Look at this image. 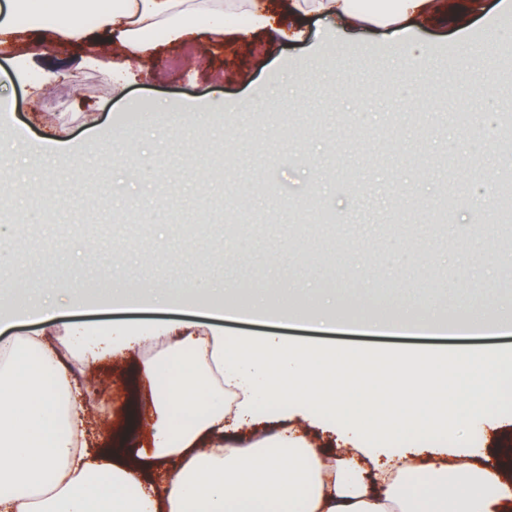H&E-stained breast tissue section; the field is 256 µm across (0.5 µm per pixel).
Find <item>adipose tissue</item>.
Masks as SVG:
<instances>
[{"label":"adipose tissue","mask_w":512,"mask_h":512,"mask_svg":"<svg viewBox=\"0 0 512 512\" xmlns=\"http://www.w3.org/2000/svg\"><path fill=\"white\" fill-rule=\"evenodd\" d=\"M431 0H399L386 24L398 28ZM30 28L52 30L67 40L95 33L115 38L128 60L146 56L152 45L188 39L200 29L224 32V0H110L60 7L44 0L0 5V52L13 50ZM393 56L408 73L427 68L413 38L400 32ZM157 348L142 372L151 385L153 423L141 442L146 460L178 457L171 480L158 482L123 463V444L91 449L83 431L81 387L58 353L36 336L0 340V512H512V485L497 468L462 461L447 467L422 464L412 449L385 464L365 466L345 455L329 457L304 436L284 427L274 436L255 435L243 446L231 430L257 423L258 396L268 405L300 394L348 416L349 383H367L362 367L342 374L309 350L275 348L257 356L222 333L190 328L163 334H104L94 353L117 356L138 347ZM469 373L464 407L453 404L448 373L438 361L403 355L374 393L399 406V418L359 425L353 443L384 435L423 442L431 427L417 414L419 403L447 402L443 415L461 422L493 411L497 375L512 369V357L457 354Z\"/></svg>","instance_id":"adipose-tissue-1"}]
</instances>
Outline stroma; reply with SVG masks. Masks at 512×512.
Masks as SVG:
<instances>
[{"label":"stroma","instance_id":"obj_1","mask_svg":"<svg viewBox=\"0 0 512 512\" xmlns=\"http://www.w3.org/2000/svg\"><path fill=\"white\" fill-rule=\"evenodd\" d=\"M502 0H436L434 16L405 25L431 67L415 88L396 73L389 33L371 24L343 27L334 17L295 15L289 0H258L272 26L223 37L159 45L127 63L106 40L49 47L24 66L0 58V99L12 112L0 141V194L15 231L0 256V295L37 300L56 293L54 314L0 318L15 339L40 336L71 373L101 388L97 413L116 428L148 392L141 352L90 362L75 339L112 327L146 333L190 325L251 344L445 356L471 347L512 355V334L358 337L345 322L409 302L427 319L456 314L463 296L489 315L512 317V291L470 288L462 278L499 275L507 263L493 231L499 175L511 166L492 114L512 87V14ZM468 41L469 54L456 50ZM241 99L257 112H237ZM196 110L186 125L158 123L159 111ZM97 149H90V142ZM452 194L448 221L434 207ZM329 213L334 223L321 221ZM196 288L192 305L121 304L90 308L112 289ZM246 305L286 303L307 312L282 328L225 320L207 304L211 289ZM79 293L78 305L63 298ZM496 411L465 428L448 426L437 459L464 451L498 463L512 482V373L501 379ZM305 426L316 448L335 449L349 422L318 402L289 400L281 410Z\"/></svg>","mask_w":512,"mask_h":512}]
</instances>
